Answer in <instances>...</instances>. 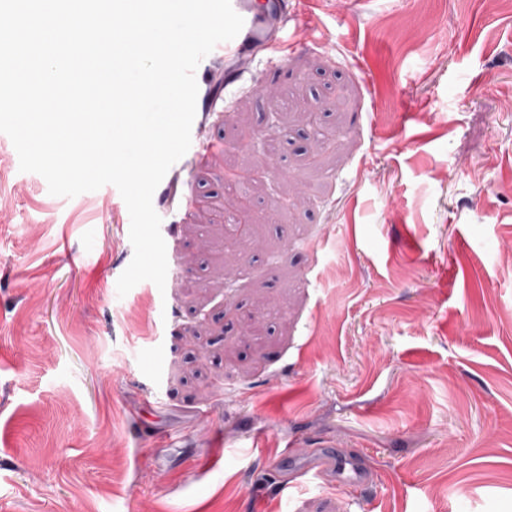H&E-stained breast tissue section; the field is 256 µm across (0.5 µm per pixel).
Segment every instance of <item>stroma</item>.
I'll return each mask as SVG.
<instances>
[{"label":"stroma","instance_id":"1","mask_svg":"<svg viewBox=\"0 0 512 512\" xmlns=\"http://www.w3.org/2000/svg\"><path fill=\"white\" fill-rule=\"evenodd\" d=\"M284 34L274 74L196 70L224 106L153 195L165 288L117 293L118 190L9 151L0 512H512V0H288Z\"/></svg>","mask_w":512,"mask_h":512}]
</instances>
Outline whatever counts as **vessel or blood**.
<instances>
[{"label": "vessel or blood", "instance_id": "vessel-or-blood-1", "mask_svg": "<svg viewBox=\"0 0 512 512\" xmlns=\"http://www.w3.org/2000/svg\"><path fill=\"white\" fill-rule=\"evenodd\" d=\"M234 10L243 17L244 26L228 47L231 61L224 67L225 81H233L239 72L238 61H265L277 66L284 62L288 44L282 39L288 0H231Z\"/></svg>", "mask_w": 512, "mask_h": 512}]
</instances>
